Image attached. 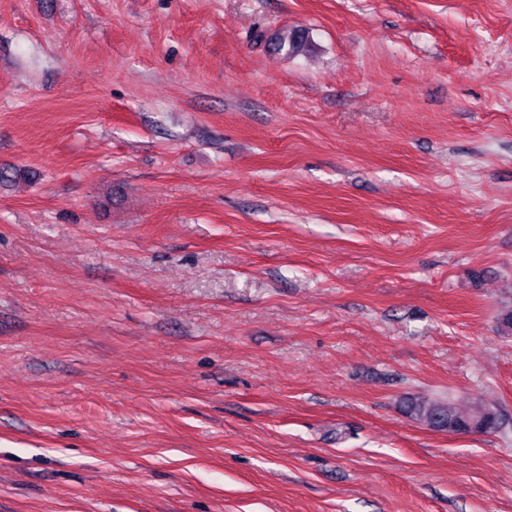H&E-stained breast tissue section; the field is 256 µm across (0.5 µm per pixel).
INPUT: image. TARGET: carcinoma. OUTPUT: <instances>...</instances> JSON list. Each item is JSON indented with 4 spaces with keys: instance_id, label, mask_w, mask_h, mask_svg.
Instances as JSON below:
<instances>
[{
    "instance_id": "carcinoma-1",
    "label": "carcinoma",
    "mask_w": 512,
    "mask_h": 512,
    "mask_svg": "<svg viewBox=\"0 0 512 512\" xmlns=\"http://www.w3.org/2000/svg\"><path fill=\"white\" fill-rule=\"evenodd\" d=\"M403 410L412 420L448 434H462L477 420L485 423L489 433L497 430L500 424L499 409L482 400L460 409L449 401L410 397L404 400Z\"/></svg>"
}]
</instances>
